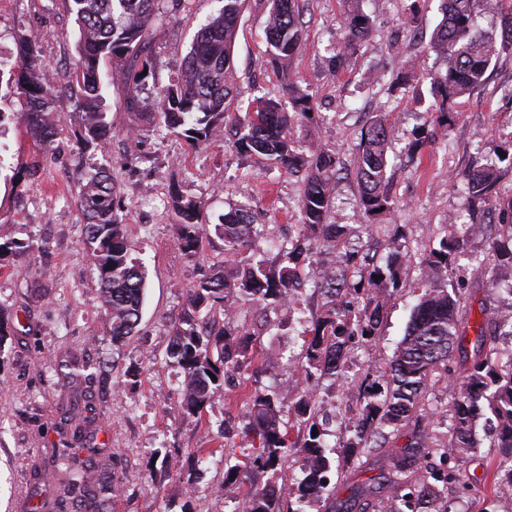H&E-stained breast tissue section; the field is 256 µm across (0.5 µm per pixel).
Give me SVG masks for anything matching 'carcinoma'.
<instances>
[{"label": "carcinoma", "instance_id": "1", "mask_svg": "<svg viewBox=\"0 0 512 512\" xmlns=\"http://www.w3.org/2000/svg\"><path fill=\"white\" fill-rule=\"evenodd\" d=\"M79 31L77 58L69 88L77 95L83 114L78 143L84 149L104 150L112 127L107 121L109 103L101 67L113 63L112 81L125 90L128 109L138 102V90L152 73L155 57L148 32L157 22L188 8L189 0H65ZM501 15V39L495 34L474 32L476 5ZM244 0H224L219 12L197 31L191 48L172 81L159 96L155 128L182 137L196 148L224 131L227 122L235 128L237 151L300 177L301 226L290 245L276 243L275 252L257 249L260 231L247 207L234 206L221 216L215 230L224 237V269L200 279L188 295V305L172 324L169 358L180 366L185 379L179 389L181 408L187 415H200L223 389L224 383L251 364L249 347L260 336L307 337L292 388L293 414L282 418L284 397L279 390L250 392L243 402L247 411L241 434L252 452L240 463L230 465L225 481L242 483L248 471L276 474L287 460L302 457L303 478L297 486L296 502L319 498L330 483L334 457L322 440L329 419L319 416L313 399L319 380L336 378L349 348L369 342L378 335L384 314L383 294L402 283L404 260L397 249L381 258L375 254L358 260L344 251L345 227L327 223L332 191L342 167L335 155L321 148H304L292 137V128L303 123L317 125L312 95L295 82L290 69L304 34L298 0H269L264 27L266 64L278 72L291 108L267 97L266 111L246 110L244 117L232 113L238 97L234 44ZM442 20L434 31L430 49L445 62V72L432 86L437 99L436 124L448 125L450 103L481 87L497 43L512 44V13L502 0H441ZM342 24L346 31L343 47L336 54V67L346 66L350 56L372 32V21L360 0H344ZM11 71L17 72L18 112H0V127L8 121L23 124L44 154L53 149L58 135L55 98L58 92L51 70L41 59L37 39L24 37L21 53ZM395 126L387 113L377 112L360 131L355 161L359 187L358 207L368 221L398 207L387 186L388 150ZM497 170L491 164L474 166L465 176L466 191L484 199L496 184ZM79 205L86 216L87 242L93 259L105 318L112 340L120 342L140 323L147 282L140 264L131 256L129 235L108 170L99 167L79 185ZM179 216L176 243L188 256L197 254L206 227L200 205L191 195L173 197ZM475 234L488 239L489 249L471 257L477 267L512 268V223L475 224ZM464 239L448 232L438 235L424 248L422 263L427 270L424 293L417 303L404 338L392 358L365 378L362 392L349 417L351 436L342 447L352 455L376 456L391 444L386 465L378 475L351 488L337 512L368 507L367 500L380 499L384 512H432L438 496L448 490L450 474L440 465L448 453H477L481 447L475 423L483 410L493 416L489 447L499 451L494 472L497 487H512V348L498 346L501 329L512 326L503 318L481 309L482 320L469 325V315L460 291L448 290L439 272L460 252ZM252 252L254 258L237 259ZM332 254L326 262L321 254ZM325 298L322 312L307 321L284 322L270 314L296 303L307 283ZM251 296L265 316L255 330L214 327V312L229 310L231 300ZM475 331L473 363L453 401L452 424L442 435L418 415L428 382L436 376L452 375L450 361L466 359L467 329ZM307 430L302 446L293 442L291 430ZM317 435H312L313 430ZM404 440L400 446L399 440ZM67 492L80 509L87 498L103 505L117 493L112 475L95 477L91 467L69 470ZM245 512H300L285 502L274 482L250 487L244 500Z\"/></svg>", "mask_w": 512, "mask_h": 512}]
</instances>
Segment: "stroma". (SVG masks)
<instances>
[{
	"instance_id": "obj_1",
	"label": "stroma",
	"mask_w": 512,
	"mask_h": 512,
	"mask_svg": "<svg viewBox=\"0 0 512 512\" xmlns=\"http://www.w3.org/2000/svg\"><path fill=\"white\" fill-rule=\"evenodd\" d=\"M342 3L300 0L306 36L293 73L315 98L320 128L312 133L297 126L293 135L340 158L345 172L327 219L346 227V251L361 255L383 250L384 243L359 212L356 145L372 113L395 117L387 175L399 206L385 221L403 227L398 244L405 276L403 285L387 291L380 335L351 348L338 378L322 379L315 392L318 410L331 419L324 440L336 450L337 473L328 496L303 503L304 512H327L376 474L370 460L349 459L340 447L349 400L405 334L422 292L424 245L453 215L463 225L501 222L499 203L512 197V46L494 58L484 86L456 100L443 128L433 123L430 87L445 68L426 49L442 17L440 0H363L373 33L338 71L333 60L346 39ZM223 5L191 0L187 11L150 29L154 72L138 94V113L127 112L123 88H109L112 139L105 151L80 148L75 135L82 113L65 91L55 101L60 134L51 156L16 124L0 134V225L28 246L0 260V311L10 327L0 339V512H72L55 457L66 447L77 463L111 474L119 488L111 512H240L241 491L225 481L231 450L220 430L244 414L243 389L267 390L291 380L305 339H257L248 370L227 383L198 419L180 408L184 372L167 355L172 324L189 288L224 267V241L213 229L224 210L247 205L265 238L296 236L301 182L238 154L231 133L193 150L178 136L152 131L159 91L177 73L200 25ZM267 12V0H246L242 11L234 59L245 102L283 95L280 78L262 61ZM410 18L416 21L411 34L404 28ZM26 36L38 40L45 62L65 82L77 56L78 28L64 0H0V59L16 61ZM135 125L142 131L133 143L129 130ZM414 142L421 148L413 154L408 146ZM478 161L494 163L500 178L475 209L463 176ZM101 166L112 173L132 255L147 276L138 331L122 343L113 342L103 315L77 203L85 174ZM33 170L38 176L32 181ZM178 189L199 201L211 226L193 257L175 240L172 194ZM487 247L481 236L467 237L464 255L441 274L462 290L475 322L482 305L512 313V269H478L469 260ZM83 363L91 365L94 379L68 385L65 373ZM497 460L496 450L486 447L449 457L444 468L454 480L447 497L434 502L435 512H491Z\"/></svg>"
}]
</instances>
